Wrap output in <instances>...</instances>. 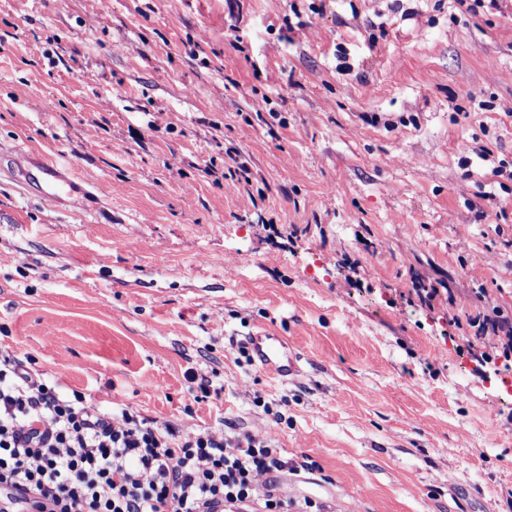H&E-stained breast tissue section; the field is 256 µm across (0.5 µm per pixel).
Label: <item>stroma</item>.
<instances>
[{
	"label": "stroma",
	"mask_w": 512,
	"mask_h": 512,
	"mask_svg": "<svg viewBox=\"0 0 512 512\" xmlns=\"http://www.w3.org/2000/svg\"><path fill=\"white\" fill-rule=\"evenodd\" d=\"M18 149L76 192L15 181ZM502 160L512 0H0V353L102 411L274 439L261 494L512 512V363L459 326L512 318ZM261 326L297 376L253 364ZM412 283V290L422 304H430L434 300L442 299V297L448 300L449 303L454 302L451 288H448V285L445 282L438 283L441 288L432 284L428 288L419 280H414Z\"/></svg>",
	"instance_id": "stroma-1"
}]
</instances>
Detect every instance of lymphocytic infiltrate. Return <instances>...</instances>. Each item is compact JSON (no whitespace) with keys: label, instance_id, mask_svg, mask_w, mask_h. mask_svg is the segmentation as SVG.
<instances>
[{"label":"lymphocytic infiltrate","instance_id":"lymphocytic-infiltrate-1","mask_svg":"<svg viewBox=\"0 0 512 512\" xmlns=\"http://www.w3.org/2000/svg\"><path fill=\"white\" fill-rule=\"evenodd\" d=\"M288 463L270 440L184 433L130 410L88 404L10 356L0 357V485L37 512H249L253 477Z\"/></svg>","mask_w":512,"mask_h":512}]
</instances>
